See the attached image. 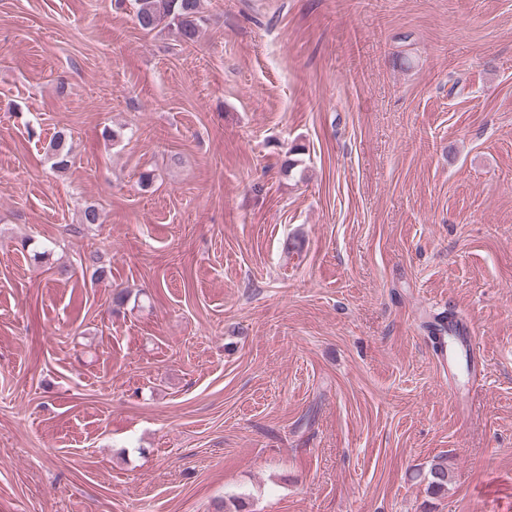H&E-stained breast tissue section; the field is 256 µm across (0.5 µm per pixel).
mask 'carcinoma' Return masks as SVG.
<instances>
[{
	"mask_svg": "<svg viewBox=\"0 0 512 512\" xmlns=\"http://www.w3.org/2000/svg\"><path fill=\"white\" fill-rule=\"evenodd\" d=\"M135 19L145 31L159 27L169 30L183 44L191 46L198 41L203 18L200 15V0H134ZM67 135L57 131L50 141L53 167L64 172L71 164V148L67 147ZM450 471L444 463L431 466L428 490L439 494L448 489Z\"/></svg>",
	"mask_w": 512,
	"mask_h": 512,
	"instance_id": "obj_1",
	"label": "carcinoma"
}]
</instances>
